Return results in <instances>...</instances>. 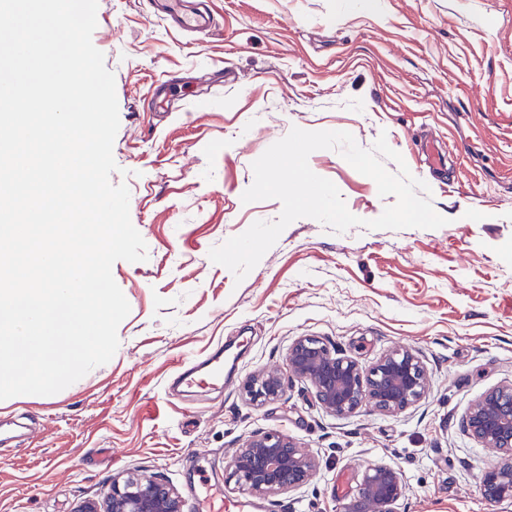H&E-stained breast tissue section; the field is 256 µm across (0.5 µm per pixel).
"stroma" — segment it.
Wrapping results in <instances>:
<instances>
[{"instance_id": "stroma-1", "label": "stroma", "mask_w": 512, "mask_h": 512, "mask_svg": "<svg viewBox=\"0 0 512 512\" xmlns=\"http://www.w3.org/2000/svg\"><path fill=\"white\" fill-rule=\"evenodd\" d=\"M211 28L177 33L152 0H98L94 46L115 76L120 127L112 184L130 190L147 260L112 275L129 315L105 365L50 396L0 401L28 440L0 446V512H75L113 477L139 471L188 496L226 476L237 448L280 433L318 460L299 489L265 512H347L372 466L396 469V512H512L486 497L500 455L461 423L487 392L512 383V0H210ZM378 137L426 182L438 229L334 233L288 225L243 281L212 247L282 205L243 203L253 162L292 127ZM310 169L348 210L371 220L395 203L338 151ZM301 336L368 367L399 347L427 372L425 398L385 414L337 417L290 377L261 406L241 392L286 368ZM224 345L230 387L183 399L167 391L187 358Z\"/></svg>"}]
</instances>
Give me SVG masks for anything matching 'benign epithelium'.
Segmentation results:
<instances>
[{
	"mask_svg": "<svg viewBox=\"0 0 512 512\" xmlns=\"http://www.w3.org/2000/svg\"><path fill=\"white\" fill-rule=\"evenodd\" d=\"M288 368L310 382L321 408L338 417L348 416L369 402L386 413H398L419 401L427 389V374L410 350L392 351L365 369L356 360L338 357L320 339L301 336L288 353ZM288 376L264 371L250 377L243 390L252 401L278 400ZM464 430L488 448L497 449L504 462L485 472L483 485L495 501L512 500V384L488 392L472 408ZM315 459L287 437L267 434L238 449L230 475L248 493L266 497L305 483ZM405 486L400 473L386 466L367 469L358 486L357 503L366 512H395ZM77 512H182V500L169 484L147 476L112 479L102 501L89 500Z\"/></svg>",
	"mask_w": 512,
	"mask_h": 512,
	"instance_id": "7a95c632",
	"label": "benign epithelium"
}]
</instances>
